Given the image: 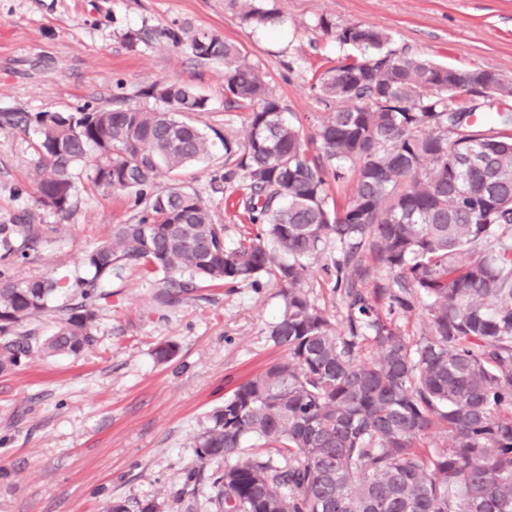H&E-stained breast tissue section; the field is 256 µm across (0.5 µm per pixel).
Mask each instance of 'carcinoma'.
I'll return each mask as SVG.
<instances>
[{
	"instance_id": "cac0c4a2",
	"label": "carcinoma",
	"mask_w": 512,
	"mask_h": 512,
	"mask_svg": "<svg viewBox=\"0 0 512 512\" xmlns=\"http://www.w3.org/2000/svg\"><path fill=\"white\" fill-rule=\"evenodd\" d=\"M278 18L264 0H243L249 25ZM319 26L358 54L312 85L336 107L310 138L282 120L263 71L221 35L136 34L223 63L226 103L250 111L243 140L222 139L239 159L225 179L240 171L246 183L232 206L256 226L232 248L198 194L159 183L213 147L185 120L207 107L194 88L155 81L139 91L152 106L117 99L35 115L42 209L69 217L92 155L91 185L133 195L139 212L112 225L73 280L10 271L63 225L0 224V373L92 347L104 285L124 270L159 278L164 307L200 284L267 279L285 293L270 336L288 357L240 384L194 439L200 461L224 463L212 474L217 512H512V78L386 50L390 35L374 26ZM462 77L493 96L460 100ZM469 154L482 165L466 169ZM351 166L355 194L339 210L329 180ZM331 241L340 256L320 270L346 312L340 327L307 292ZM419 306L430 326L413 339L395 318ZM47 312L51 335L18 331ZM248 439L267 453L244 452Z\"/></svg>"
}]
</instances>
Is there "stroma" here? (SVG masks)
<instances>
[{
    "label": "stroma",
    "mask_w": 512,
    "mask_h": 512,
    "mask_svg": "<svg viewBox=\"0 0 512 512\" xmlns=\"http://www.w3.org/2000/svg\"><path fill=\"white\" fill-rule=\"evenodd\" d=\"M281 17L271 29L242 18V0H0V113L69 112L108 107L113 97L137 105L155 81L192 86L208 100L205 132L243 138L245 110L224 108V68L163 40L129 35L172 23L218 33L258 65L283 117L313 136L327 108L315 78L352 46L324 33L361 22L392 36L397 50L458 67L512 77V0H266ZM39 158L34 123L0 126V224H53L35 202ZM235 160L222 146L188 166L181 179L227 227L234 245L249 230L227 201L241 178L225 180ZM84 163L77 204L62 234L40 254L14 264L15 279L80 273L83 254L113 225L137 216L127 194L92 189ZM100 304L96 345L80 355L26 360L0 373V512H108L154 500L162 512H214L208 479L184 486L201 462L193 446L211 411L288 352L269 336L284 312L274 283L198 289L174 307L154 302V280L124 272ZM175 357L157 363L158 344Z\"/></svg>",
    "instance_id": "1"
}]
</instances>
